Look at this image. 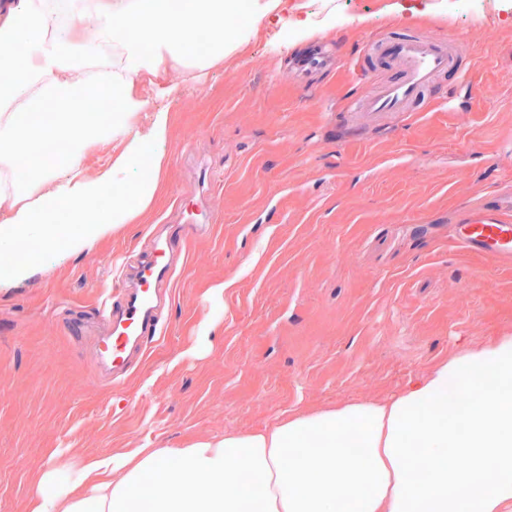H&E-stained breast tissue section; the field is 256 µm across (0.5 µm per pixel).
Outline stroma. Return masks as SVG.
I'll return each mask as SVG.
<instances>
[{"label":"stroma","instance_id":"35a3bbf8","mask_svg":"<svg viewBox=\"0 0 512 512\" xmlns=\"http://www.w3.org/2000/svg\"><path fill=\"white\" fill-rule=\"evenodd\" d=\"M351 20L280 45L172 107L165 190L143 223L52 275L0 285V512L32 475L115 448H182L288 411L384 399L460 343L512 331V265L461 248L458 214L512 210V11L334 0ZM457 35L471 79L420 112H348L392 67L372 32ZM171 243L162 331L113 386L97 310Z\"/></svg>","mask_w":512,"mask_h":512}]
</instances>
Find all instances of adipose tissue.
<instances>
[{"mask_svg": "<svg viewBox=\"0 0 512 512\" xmlns=\"http://www.w3.org/2000/svg\"><path fill=\"white\" fill-rule=\"evenodd\" d=\"M284 0H250L238 33L224 27L238 0H107L82 19L73 45L55 0H15L0 18V282L28 277L24 240L45 271L97 249L142 221L163 193L169 103L182 80L222 66L260 25L323 35L311 20L281 23ZM205 34L190 50V33ZM156 77L160 107L137 84ZM85 110L71 112L72 103ZM119 148L87 173L101 139ZM62 144L55 163L44 145ZM512 512V333L459 346L383 400L299 409L253 431L183 448H139L63 475L35 473L27 512Z\"/></svg>", "mask_w": 512, "mask_h": 512, "instance_id": "1", "label": "adipose tissue"}]
</instances>
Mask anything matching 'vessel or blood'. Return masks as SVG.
<instances>
[{"label": "vessel or blood", "instance_id": "vessel-or-blood-1", "mask_svg": "<svg viewBox=\"0 0 512 512\" xmlns=\"http://www.w3.org/2000/svg\"><path fill=\"white\" fill-rule=\"evenodd\" d=\"M362 53L387 60L396 74L371 92L352 99L347 105L351 112H412L424 102L439 78L452 72L462 81L468 74L462 61L464 48L452 39L378 34L365 43ZM461 222L466 226L464 241L469 248L495 261L512 260V220L491 210H481L465 215ZM169 273L168 264L162 261L140 267L137 285L127 291L124 302L116 307L104 304L102 312L112 320L113 330L102 339L98 353L111 376L126 373L130 352L156 336V289Z\"/></svg>", "mask_w": 512, "mask_h": 512}]
</instances>
